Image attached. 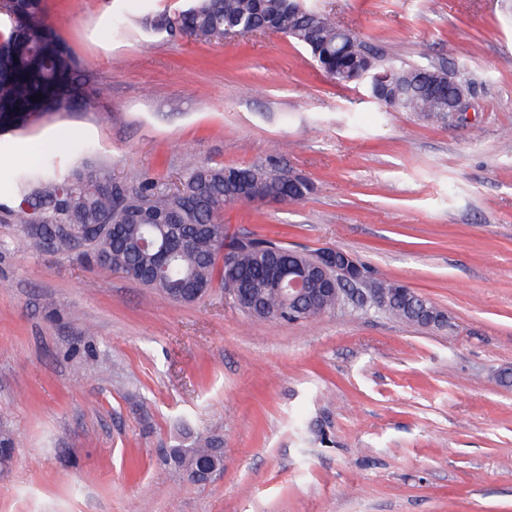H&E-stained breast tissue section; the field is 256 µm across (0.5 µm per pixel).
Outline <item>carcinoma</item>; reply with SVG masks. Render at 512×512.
<instances>
[{
  "label": "carcinoma",
  "mask_w": 512,
  "mask_h": 512,
  "mask_svg": "<svg viewBox=\"0 0 512 512\" xmlns=\"http://www.w3.org/2000/svg\"><path fill=\"white\" fill-rule=\"evenodd\" d=\"M0 14L7 32L0 35V133L27 126L56 112H77L86 107L99 87H90L82 61L48 22L45 0H3ZM241 36L268 26L303 46L317 66L337 82L347 84L360 71L388 73L401 86L402 110L444 120L448 98L466 87L454 75L448 86L443 70L396 67L381 57L363 53L355 41L336 54L340 25L329 15L306 9L295 0H195L168 21L169 32L197 38H220L228 19ZM39 96L33 101L31 97ZM18 205L1 209L6 220L20 225V242L43 250L42 237L32 230L40 224L56 236L55 253L72 255L90 264L105 260L112 269L180 304L194 298L184 293L190 283L224 289V296L240 307V289L249 294L258 319L307 321L336 307L338 296L309 295L296 311L271 286V273L286 257L299 259L310 287L323 288L334 279L318 269V254L306 255L262 236L229 237L222 223L224 207L251 194L279 202L298 201L311 184L288 170L262 165L224 166L200 163L187 169L174 183L150 177L119 182L105 166H77L65 176L32 172L19 180ZM83 234V249L72 253V236ZM231 262H224V252ZM425 300L412 293L392 297L385 312L418 324ZM218 436L200 438L191 448H175L169 461L175 469L196 467L197 459L220 447Z\"/></svg>",
  "instance_id": "carcinoma-1"
}]
</instances>
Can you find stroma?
<instances>
[{
	"instance_id": "35a3bbf8",
	"label": "stroma",
	"mask_w": 512,
	"mask_h": 512,
	"mask_svg": "<svg viewBox=\"0 0 512 512\" xmlns=\"http://www.w3.org/2000/svg\"><path fill=\"white\" fill-rule=\"evenodd\" d=\"M46 2L104 93L0 134V203L16 174L87 159L120 181L287 169L312 192L228 205L227 234L338 248L367 276L321 317L260 321L0 222V512H512V0H304L385 60L459 70L471 107L445 121L336 83L280 34H169L191 0ZM379 280L447 325L378 310ZM186 433L223 438L221 479L168 464Z\"/></svg>"
}]
</instances>
